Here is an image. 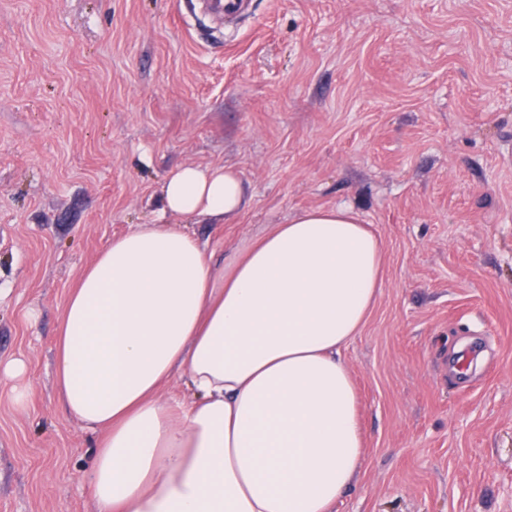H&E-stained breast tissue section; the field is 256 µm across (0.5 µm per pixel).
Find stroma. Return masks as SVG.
Masks as SVG:
<instances>
[{"label": "stroma", "mask_w": 512, "mask_h": 512, "mask_svg": "<svg viewBox=\"0 0 512 512\" xmlns=\"http://www.w3.org/2000/svg\"><path fill=\"white\" fill-rule=\"evenodd\" d=\"M182 166L249 199L180 221L217 264L340 204L384 243L343 351L367 449L334 512H512V0H252L226 26L197 0H0V362L32 388L0 384V512H97L53 338Z\"/></svg>", "instance_id": "35a3bbf8"}]
</instances>
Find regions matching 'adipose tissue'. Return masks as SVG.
Segmentation results:
<instances>
[{
  "label": "adipose tissue",
  "mask_w": 512,
  "mask_h": 512,
  "mask_svg": "<svg viewBox=\"0 0 512 512\" xmlns=\"http://www.w3.org/2000/svg\"><path fill=\"white\" fill-rule=\"evenodd\" d=\"M227 167H182L156 223L80 275L55 339L67 412L99 437L98 512H332L364 440L342 349L382 284L383 244L352 208L272 228L229 272L169 216L233 221ZM189 393H161L175 374Z\"/></svg>",
  "instance_id": "1"
}]
</instances>
